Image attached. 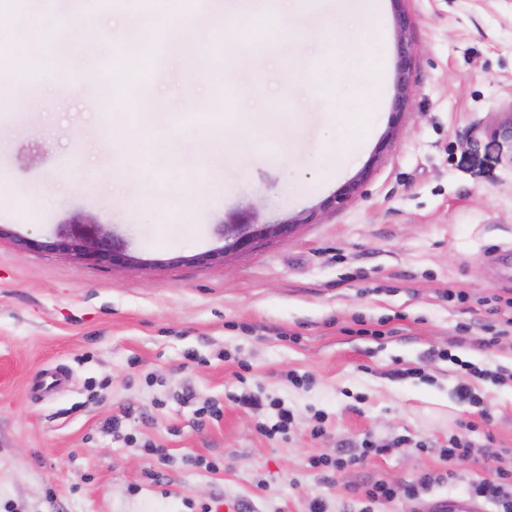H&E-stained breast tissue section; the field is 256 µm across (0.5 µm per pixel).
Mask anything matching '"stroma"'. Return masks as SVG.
<instances>
[{"label": "stroma", "mask_w": 512, "mask_h": 512, "mask_svg": "<svg viewBox=\"0 0 512 512\" xmlns=\"http://www.w3.org/2000/svg\"><path fill=\"white\" fill-rule=\"evenodd\" d=\"M125 0H19L21 16L121 19ZM415 47L414 96L400 134L382 145L398 61L391 0H298L292 26L257 35L251 59L222 37L192 34L177 50L162 32L143 46L178 77L211 68L182 109L159 113L173 162L137 166L122 145L135 108L154 89L137 80L106 102L92 77L116 60L113 45L28 78L46 95L72 92L50 112L13 97L17 72L0 69V508L15 512H355L358 487L393 486L374 512H418L404 486L439 458L460 425L476 422L471 460L431 496H457L512 468V385L477 384L480 421L460 401L455 366L440 349L479 367L512 368V337L482 346L499 323L482 301L512 295V143L492 130L512 111V6L505 0H404ZM365 23L361 51L376 76L360 82L304 50L334 42L343 18ZM266 66V101L249 112L243 91ZM297 72L317 78L289 92ZM336 82L335 99L325 86ZM230 103L225 121L191 127L182 112ZM339 168L316 163L330 136ZM360 195L338 190L361 171ZM118 187L111 196L110 187ZM27 192V203L16 200ZM311 215L288 236L225 259L192 256L222 247L218 228ZM109 224L137 262L105 268L19 246L60 227L88 234ZM462 290L466 302L449 299ZM380 338H373V331ZM64 369L66 385L35 397L33 380ZM306 377L295 386L289 374ZM275 398L292 411L287 433L262 435ZM219 408V418L203 416ZM117 428H110L111 419ZM322 436H312L317 421ZM164 448V465L143 452ZM389 445L356 469L325 474L310 457ZM216 470L200 467V460ZM159 469L158 480L146 473Z\"/></svg>", "instance_id": "1"}]
</instances>
